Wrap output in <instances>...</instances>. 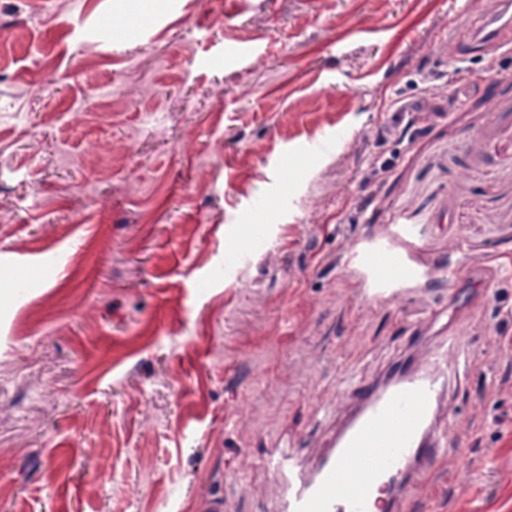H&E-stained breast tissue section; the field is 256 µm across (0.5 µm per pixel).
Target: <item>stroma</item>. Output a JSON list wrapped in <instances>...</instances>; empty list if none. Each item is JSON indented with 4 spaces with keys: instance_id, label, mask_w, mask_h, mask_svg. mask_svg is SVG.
<instances>
[{
    "instance_id": "35a3bbf8",
    "label": "stroma",
    "mask_w": 512,
    "mask_h": 512,
    "mask_svg": "<svg viewBox=\"0 0 512 512\" xmlns=\"http://www.w3.org/2000/svg\"><path fill=\"white\" fill-rule=\"evenodd\" d=\"M112 2L0 0V512H276L268 454L403 367L449 378L404 512H512V57L449 81L486 0H157L101 43ZM366 261L382 281H394L399 276L401 264L391 254L383 252L372 253L367 257Z\"/></svg>"
}]
</instances>
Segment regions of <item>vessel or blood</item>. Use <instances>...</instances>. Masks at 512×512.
<instances>
[{
  "label": "vessel or blood",
  "instance_id": "obj_1",
  "mask_svg": "<svg viewBox=\"0 0 512 512\" xmlns=\"http://www.w3.org/2000/svg\"><path fill=\"white\" fill-rule=\"evenodd\" d=\"M96 33L112 43L137 38L141 28L108 16ZM471 47L478 52L512 48V0H487ZM367 263L381 280L399 276L401 265L392 255L376 252ZM441 387L439 377L415 370L390 385L366 387L361 405L313 470L301 468L292 452L271 455L268 466L288 481L281 512H373L375 493L387 476L410 458L428 465L441 454V440L432 430Z\"/></svg>",
  "mask_w": 512,
  "mask_h": 512
}]
</instances>
